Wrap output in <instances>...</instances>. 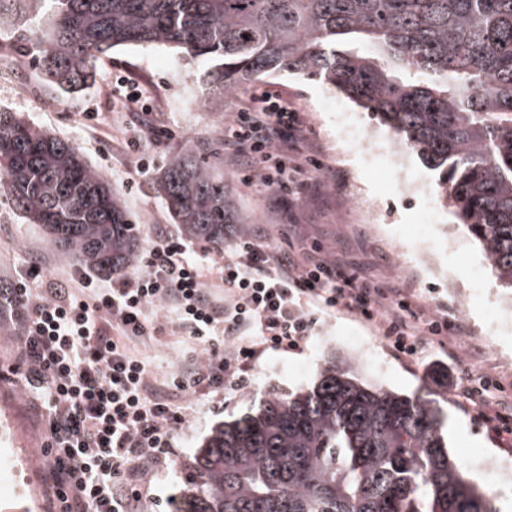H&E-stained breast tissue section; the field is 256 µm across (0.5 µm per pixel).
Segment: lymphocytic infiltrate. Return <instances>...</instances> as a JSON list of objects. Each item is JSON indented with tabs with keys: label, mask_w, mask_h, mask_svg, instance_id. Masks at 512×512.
Listing matches in <instances>:
<instances>
[{
	"label": "lymphocytic infiltrate",
	"mask_w": 512,
	"mask_h": 512,
	"mask_svg": "<svg viewBox=\"0 0 512 512\" xmlns=\"http://www.w3.org/2000/svg\"><path fill=\"white\" fill-rule=\"evenodd\" d=\"M224 132L232 151L260 159V180L273 194H298L295 174L317 165L303 154L298 113L270 92L252 97ZM215 284H208V275ZM175 311L179 332L206 349L180 389L223 390L265 349H294L314 335L317 312L348 310L377 324L406 357L422 336H447V318H421L409 287L346 275L317 256L271 253L243 240L209 262L185 238H154L143 268L98 288L0 289V316L16 324L25 389L48 403V512H142L147 482L174 448L186 413L158 392L136 345L157 335L155 313Z\"/></svg>",
	"instance_id": "obj_1"
}]
</instances>
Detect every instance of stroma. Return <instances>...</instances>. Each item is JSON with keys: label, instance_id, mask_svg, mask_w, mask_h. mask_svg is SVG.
<instances>
[{"label": "stroma", "instance_id": "35a3bbf8", "mask_svg": "<svg viewBox=\"0 0 512 512\" xmlns=\"http://www.w3.org/2000/svg\"><path fill=\"white\" fill-rule=\"evenodd\" d=\"M207 69L206 63L187 61L168 46L129 45L101 58L94 81L71 96L44 81L40 55L20 40L17 27L0 25V110L74 143L119 194L142 243L180 231L152 189L173 147L223 138L233 113L247 107L253 93L266 89L302 113L312 143L322 152V166L298 175L299 195H274L244 180L238 158L225 155L224 184L242 217L241 223L225 228V243L242 238L273 252H321L347 274L411 286L425 314L446 315L463 331L443 344L424 341L415 358L404 359L377 327L356 314L323 313L316 336L306 345L264 352L241 382L225 384L223 392L176 391L174 399L186 408L187 421L173 454L150 482L145 512H166L170 500L192 482L189 463L213 427L251 412L268 393L312 385L322 368L343 354L354 358L366 379L403 393L415 392L432 376L447 372L453 455L464 463L474 457L512 463V432L495 430L466 393L480 380H492L499 411L512 413V291L501 287L479 245L435 194V174L413 156L403 173L388 157L367 160L361 142L344 138L338 111H352L368 131L378 129L377 119L319 82L284 72L225 96L219 110L210 103ZM135 89L142 98L131 111L127 95ZM151 125L166 127L168 137L155 143L138 136V128ZM357 192L378 204L380 230L363 224L352 201ZM429 209L434 224L421 241L411 228ZM33 263L40 265L43 278L57 281L79 280L83 271L0 196V281L26 280ZM456 299L461 311H449V302ZM138 350L151 361L158 382L167 384L184 377L190 357L202 353L188 337L169 330L145 338ZM17 357L13 327L1 320L0 412L10 416L16 447L32 451L31 467L21 482L39 493L46 477L45 422L29 395L10 378Z\"/></svg>", "mask_w": 512, "mask_h": 512}]
</instances>
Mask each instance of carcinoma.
<instances>
[{
	"label": "carcinoma",
	"instance_id": "carcinoma-1",
	"mask_svg": "<svg viewBox=\"0 0 512 512\" xmlns=\"http://www.w3.org/2000/svg\"><path fill=\"white\" fill-rule=\"evenodd\" d=\"M51 2L39 52L66 94L112 49L140 44L213 62L221 105L282 71L339 92L437 173L439 195L512 289V0ZM222 166V143L185 142L154 183L175 223L219 244L240 223ZM0 196L89 268L137 262L141 240L112 185L73 143L5 111ZM447 388L442 374L399 393L337 356L313 386L213 428L170 512H490L487 489L448 449Z\"/></svg>",
	"mask_w": 512,
	"mask_h": 512
}]
</instances>
